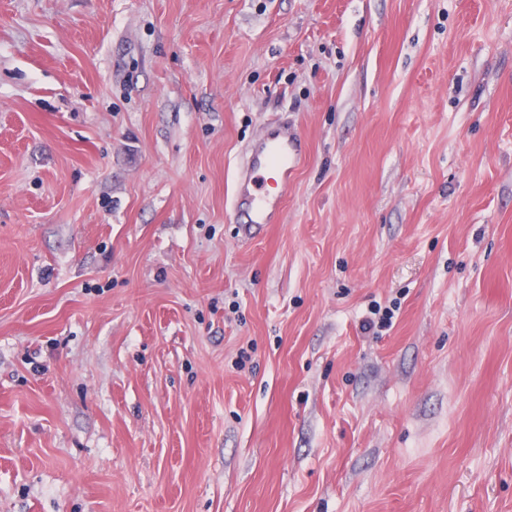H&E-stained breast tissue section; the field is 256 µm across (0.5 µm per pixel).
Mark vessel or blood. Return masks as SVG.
<instances>
[{"mask_svg": "<svg viewBox=\"0 0 512 512\" xmlns=\"http://www.w3.org/2000/svg\"><path fill=\"white\" fill-rule=\"evenodd\" d=\"M301 158L295 138L270 128L264 130L234 178L232 213L244 219L245 234L271 222Z\"/></svg>", "mask_w": 512, "mask_h": 512, "instance_id": "1", "label": "vessel or blood"}]
</instances>
